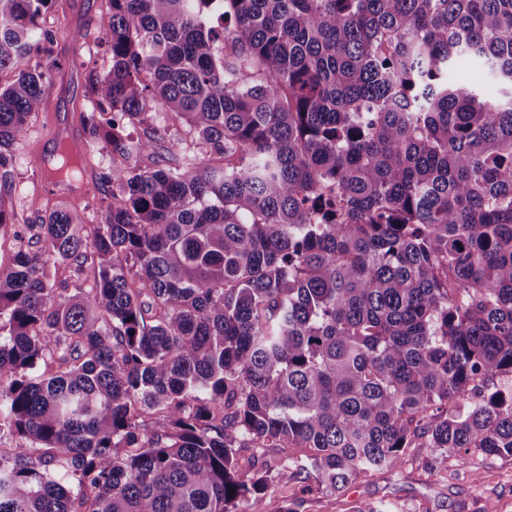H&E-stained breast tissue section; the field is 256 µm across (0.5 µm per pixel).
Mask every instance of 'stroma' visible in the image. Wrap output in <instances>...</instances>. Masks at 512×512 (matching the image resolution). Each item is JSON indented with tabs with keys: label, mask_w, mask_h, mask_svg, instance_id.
Segmentation results:
<instances>
[{
	"label": "stroma",
	"mask_w": 512,
	"mask_h": 512,
	"mask_svg": "<svg viewBox=\"0 0 512 512\" xmlns=\"http://www.w3.org/2000/svg\"><path fill=\"white\" fill-rule=\"evenodd\" d=\"M63 27L54 44L57 67L45 91L40 112L32 117L25 136L15 145L18 174H25V161L39 145H53L58 130L66 122L83 117L85 109L83 69L87 46L83 34L99 36L102 0H61ZM73 206L84 203L81 194L64 196L60 187L42 178L22 195L13 197L16 209L27 210L38 218L59 202ZM430 452L414 451V458L398 477L376 474L355 483L348 501H370L382 505L384 512H512V458L475 454L470 467L456 458L444 463L447 478L430 472Z\"/></svg>",
	"instance_id": "1"
}]
</instances>
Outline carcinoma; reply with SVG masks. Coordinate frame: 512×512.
Masks as SVG:
<instances>
[{
	"label": "carcinoma",
	"mask_w": 512,
	"mask_h": 512,
	"mask_svg": "<svg viewBox=\"0 0 512 512\" xmlns=\"http://www.w3.org/2000/svg\"><path fill=\"white\" fill-rule=\"evenodd\" d=\"M53 2L0 0V512L512 457V0H105L80 152L26 165L106 157L108 191L34 222ZM247 448L300 453L244 479ZM461 77L477 86L481 93L490 99H497L500 96V87L482 69L463 61L459 67Z\"/></svg>",
	"instance_id": "obj_1"
}]
</instances>
